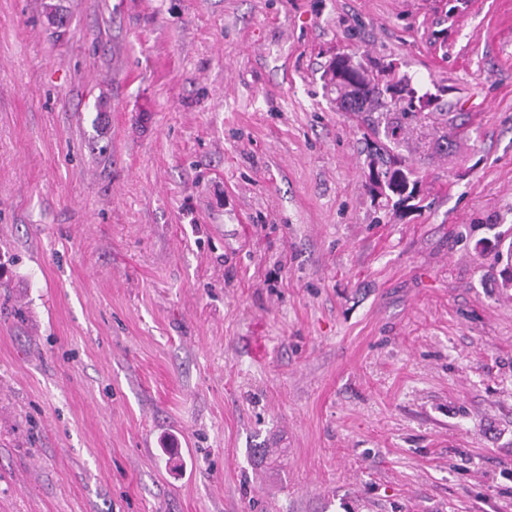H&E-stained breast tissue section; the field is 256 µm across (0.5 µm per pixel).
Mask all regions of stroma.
Wrapping results in <instances>:
<instances>
[{
	"mask_svg": "<svg viewBox=\"0 0 512 512\" xmlns=\"http://www.w3.org/2000/svg\"><path fill=\"white\" fill-rule=\"evenodd\" d=\"M498 235L512 0H0V512H512ZM340 57L337 67L341 68L344 74L338 80H335L333 74L332 80L349 112L374 111L383 104L384 93H387L392 87L401 86L398 93H405L408 96L418 94L414 87L407 90L410 78L406 75L398 78L395 83H390L389 86L386 84L384 89L381 87L379 75L370 77L360 66L354 65L350 58ZM381 150H382L383 154L379 153V156L377 155V159H373L371 161L370 168H371V170H374L373 168L375 166H378L379 168L382 169V167L384 165L387 166V163H389V167H386L385 170L382 171V173L385 178L390 176L388 179V184H387V190L390 193H387V196L385 197L387 202L390 201V197L392 200L393 197L398 196V200H396L393 203V207H394V206H397V204H400L402 202L400 195H396L395 193H397V192L401 193L402 190L405 188V186L407 184H409L410 180H409L408 174H410V171L407 170L408 172H406L403 168H396V169L391 170V166L396 163H399L402 167V162L401 161L398 162L393 155L391 157L389 147L384 146L381 148ZM383 155H387L388 156L387 159L389 161L385 160ZM379 164H381V166H379Z\"/></svg>",
	"mask_w": 512,
	"mask_h": 512,
	"instance_id": "1",
	"label": "stroma"
}]
</instances>
